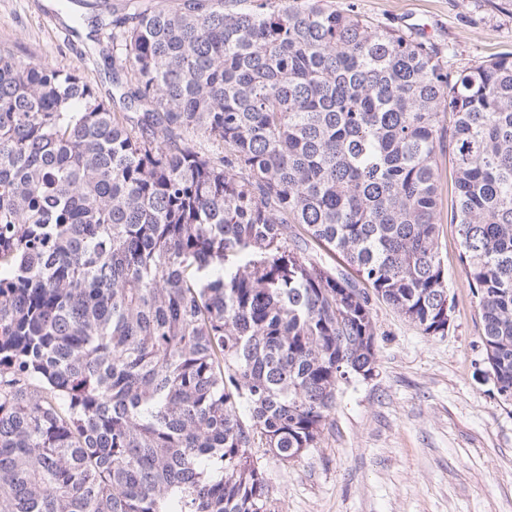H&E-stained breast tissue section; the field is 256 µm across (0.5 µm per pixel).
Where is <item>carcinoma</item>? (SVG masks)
<instances>
[{
	"instance_id": "cac0c4a2",
	"label": "carcinoma",
	"mask_w": 512,
	"mask_h": 512,
	"mask_svg": "<svg viewBox=\"0 0 512 512\" xmlns=\"http://www.w3.org/2000/svg\"><path fill=\"white\" fill-rule=\"evenodd\" d=\"M238 2L112 14L108 100L0 47V512H272L252 448L316 447L370 295L448 328L445 155L512 405V53L452 74L351 6ZM304 238L308 240L307 253L313 261L330 270L332 273H344L358 279L356 272L347 265L339 253L334 252L323 245H319L305 234Z\"/></svg>"
}]
</instances>
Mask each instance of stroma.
I'll return each instance as SVG.
<instances>
[{"label":"stroma","instance_id":"stroma-1","mask_svg":"<svg viewBox=\"0 0 512 512\" xmlns=\"http://www.w3.org/2000/svg\"><path fill=\"white\" fill-rule=\"evenodd\" d=\"M383 28L419 35L459 71L512 52V0H332ZM0 46L24 63L79 69L112 92L109 29L73 26L60 0H0ZM439 255L453 300L445 334L429 336L372 299L375 374L341 384L316 447L285 462L253 454L275 512H512V405L485 360L482 322L443 220Z\"/></svg>","mask_w":512,"mask_h":512}]
</instances>
